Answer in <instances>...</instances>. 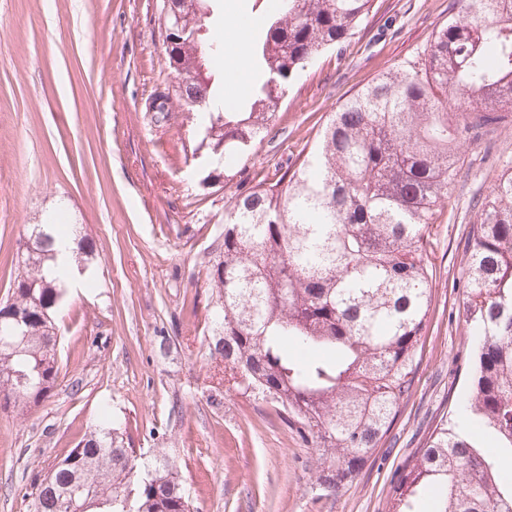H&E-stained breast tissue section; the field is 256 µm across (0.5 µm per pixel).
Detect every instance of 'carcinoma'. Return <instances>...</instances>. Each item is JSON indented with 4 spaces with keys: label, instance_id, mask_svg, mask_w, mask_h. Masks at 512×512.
<instances>
[{
    "label": "carcinoma",
    "instance_id": "carcinoma-1",
    "mask_svg": "<svg viewBox=\"0 0 512 512\" xmlns=\"http://www.w3.org/2000/svg\"><path fill=\"white\" fill-rule=\"evenodd\" d=\"M264 24L249 45L255 74L228 112H202L224 181L275 119L286 84L362 25L372 0H254ZM204 27L219 0H199ZM202 61L173 97L190 108L224 98L213 63L221 45L202 33L180 47ZM512 125V0H465L435 31L421 65L400 66L330 113L305 158L277 180L240 193L225 214L224 242L207 262L205 288L219 313L210 357L224 384L271 400L310 440L318 499L360 474L411 396L432 305L437 224L461 165L460 147ZM457 285L477 340L459 418L439 419L404 466L389 512H512V167L474 204ZM42 243L15 259L0 303V411L24 416L57 387L59 278L46 274L55 236L71 234L75 261L91 240L44 224ZM35 512H194L174 465L139 460L110 427V411L59 460L35 492Z\"/></svg>",
    "mask_w": 512,
    "mask_h": 512
}]
</instances>
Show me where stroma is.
I'll list each match as a JSON object with an SVG mask.
<instances>
[{"mask_svg":"<svg viewBox=\"0 0 512 512\" xmlns=\"http://www.w3.org/2000/svg\"><path fill=\"white\" fill-rule=\"evenodd\" d=\"M448 3L374 0L365 32L289 81L265 140L228 182L203 126L149 106L174 82L162 0H0V302L29 225H80L97 254L94 283L68 288L58 317L54 393L26 416L0 411V512H34L41 479L106 404L138 455L175 461L198 512H387L404 465L466 393L473 338L453 282L471 195L512 165V125L461 148L416 389L385 446L329 500L316 498L309 444L270 403L211 388L205 263L236 196L299 163L349 95L417 61Z\"/></svg>","mask_w":512,"mask_h":512,"instance_id":"stroma-1","label":"stroma"}]
</instances>
